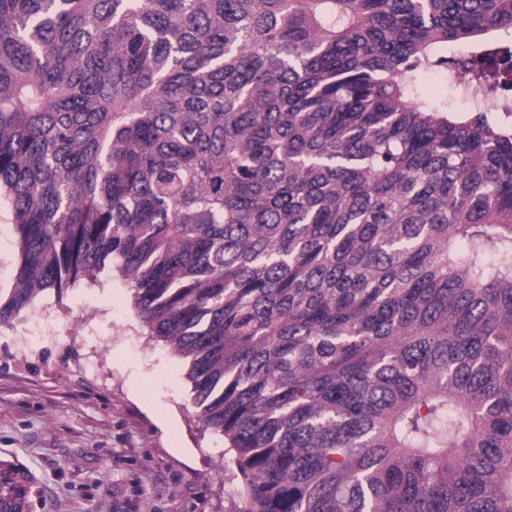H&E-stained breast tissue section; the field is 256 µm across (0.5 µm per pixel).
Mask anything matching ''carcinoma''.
Here are the masks:
<instances>
[{
  "label": "carcinoma",
  "mask_w": 512,
  "mask_h": 512,
  "mask_svg": "<svg viewBox=\"0 0 512 512\" xmlns=\"http://www.w3.org/2000/svg\"><path fill=\"white\" fill-rule=\"evenodd\" d=\"M498 54L512 0H0V324L115 260L241 512H512ZM460 98L471 109H496L499 102L489 96L483 86L479 84H465L461 86ZM16 237L9 207L0 204V285L9 288L13 279Z\"/></svg>",
  "instance_id": "1"
}]
</instances>
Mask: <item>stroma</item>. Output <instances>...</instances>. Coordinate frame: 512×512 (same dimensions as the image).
Listing matches in <instances>:
<instances>
[{"mask_svg": "<svg viewBox=\"0 0 512 512\" xmlns=\"http://www.w3.org/2000/svg\"><path fill=\"white\" fill-rule=\"evenodd\" d=\"M49 337L19 349L37 317ZM35 477L31 512H241L223 435L186 365L151 338L117 267L0 325V462Z\"/></svg>", "mask_w": 512, "mask_h": 512, "instance_id": "1", "label": "stroma"}]
</instances>
